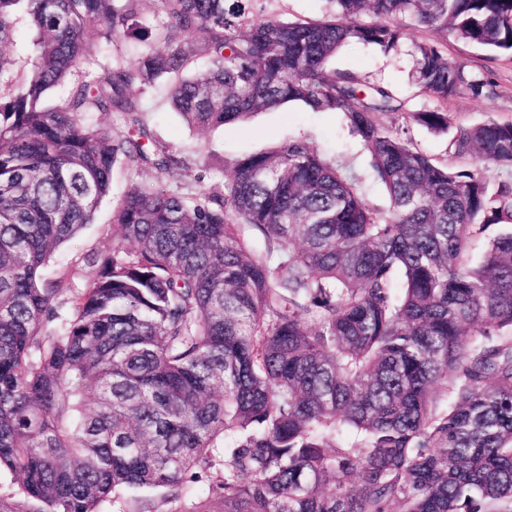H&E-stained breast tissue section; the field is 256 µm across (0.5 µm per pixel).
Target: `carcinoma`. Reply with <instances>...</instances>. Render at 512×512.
<instances>
[{"mask_svg": "<svg viewBox=\"0 0 512 512\" xmlns=\"http://www.w3.org/2000/svg\"><path fill=\"white\" fill-rule=\"evenodd\" d=\"M144 2L0 0V471L28 512H98L120 488L166 491L167 512H512V179L483 174L512 169V122L452 126L448 100L489 83L446 50L512 55V0H330L304 21L154 0L155 29ZM21 15L25 65L8 52ZM92 27L146 50L48 102L96 64ZM410 28L429 36L408 45ZM352 42L408 47L435 105L332 69ZM197 56L209 65L190 73ZM160 83L198 130L286 103L341 112L367 169L292 137L224 162L196 197L136 184L114 208L120 244L83 258L84 286L46 274L114 168L186 175L144 119ZM412 125L453 129L470 165L421 151ZM204 478L211 499L186 503Z\"/></svg>", "mask_w": 512, "mask_h": 512, "instance_id": "obj_1", "label": "carcinoma"}]
</instances>
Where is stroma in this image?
<instances>
[{
  "mask_svg": "<svg viewBox=\"0 0 512 512\" xmlns=\"http://www.w3.org/2000/svg\"><path fill=\"white\" fill-rule=\"evenodd\" d=\"M254 13L264 16L317 18L328 9L327 0H252ZM449 56L464 60L469 69L487 79L492 93L480 96L465 93L450 99L448 113L454 124L471 125L485 121L512 122V57H489L485 52L465 43L451 40L447 43ZM333 66L351 71L372 81H380L392 88L410 108L431 106V99L421 93L411 79L412 61L403 53L386 55L378 50L351 43L337 54ZM144 115L160 143L186 158L189 170L183 181L185 193L195 196L208 187L216 175L219 160L269 149L279 141L302 136L336 164L363 170L366 155L348 132L342 114L312 112L299 104L264 111L243 123L224 126L213 131L190 130L167 105L164 89L157 88L143 94ZM156 173L149 168H116L112 190L100 204L95 221L87 225L72 242L54 255L53 266H75L91 252L111 250L115 239L112 233L113 209L120 196L135 183H152Z\"/></svg>",
  "mask_w": 512,
  "mask_h": 512,
  "instance_id": "stroma-1",
  "label": "stroma"
}]
</instances>
